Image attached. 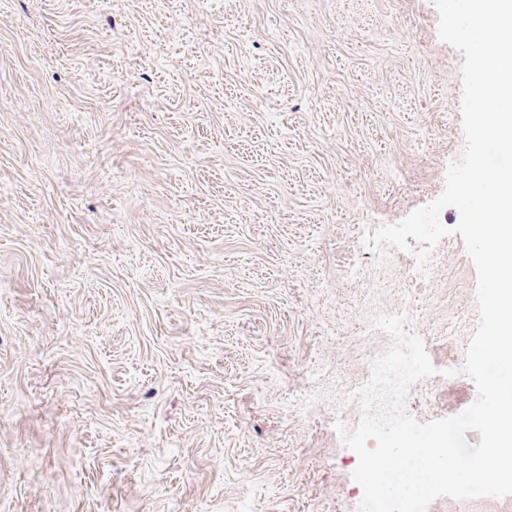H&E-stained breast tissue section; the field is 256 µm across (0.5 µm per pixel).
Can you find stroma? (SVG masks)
I'll return each instance as SVG.
<instances>
[{"mask_svg": "<svg viewBox=\"0 0 512 512\" xmlns=\"http://www.w3.org/2000/svg\"><path fill=\"white\" fill-rule=\"evenodd\" d=\"M433 0H0V512H356L335 422L404 313L452 417L460 235L366 233L443 191L463 56Z\"/></svg>", "mask_w": 512, "mask_h": 512, "instance_id": "35a3bbf8", "label": "stroma"}]
</instances>
